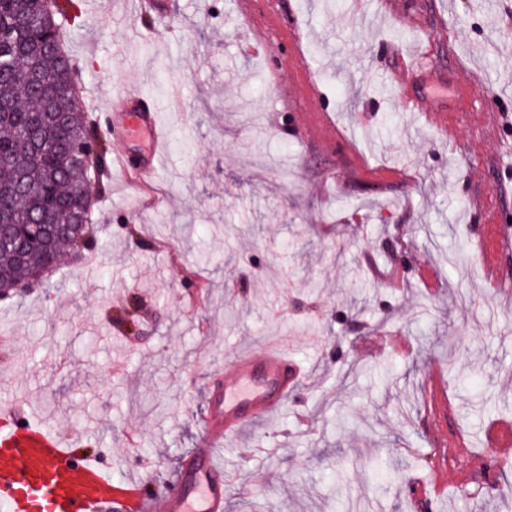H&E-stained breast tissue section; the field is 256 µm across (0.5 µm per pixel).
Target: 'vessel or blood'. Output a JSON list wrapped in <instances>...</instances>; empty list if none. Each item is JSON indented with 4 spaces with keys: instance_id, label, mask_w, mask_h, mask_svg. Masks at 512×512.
<instances>
[{
    "instance_id": "b4317fda",
    "label": "vessel or blood",
    "mask_w": 512,
    "mask_h": 512,
    "mask_svg": "<svg viewBox=\"0 0 512 512\" xmlns=\"http://www.w3.org/2000/svg\"><path fill=\"white\" fill-rule=\"evenodd\" d=\"M392 83L407 111H419L407 71ZM112 121L110 138L127 142L129 134L150 138L143 179L159 167L163 145L160 108L134 85L112 94L105 105ZM483 243L490 253L512 243V226L488 216ZM301 381L300 369L286 340L274 341L256 353L235 354L232 365L215 379L206 395L202 441L190 449L175 481L162 492L149 481L127 482V497L115 494V479L96 459L78 455L67 438L41 421H19L22 399L0 408V506L5 512H224V468L215 461L218 447L235 439L249 424L280 410Z\"/></svg>"
}]
</instances>
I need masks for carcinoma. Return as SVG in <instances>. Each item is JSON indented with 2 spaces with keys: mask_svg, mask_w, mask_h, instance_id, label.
Wrapping results in <instances>:
<instances>
[{
  "mask_svg": "<svg viewBox=\"0 0 512 512\" xmlns=\"http://www.w3.org/2000/svg\"><path fill=\"white\" fill-rule=\"evenodd\" d=\"M0 24L23 30V41L5 56L0 72V220L19 224L47 210L76 211L84 179L66 148L85 142L90 128L79 98L69 94L75 63L62 49L33 59L27 54L29 44L47 29L57 32L63 46L61 24L37 0H0ZM22 179L39 191L23 192ZM69 246L68 237L54 236L19 263L14 247L0 245V283L43 274Z\"/></svg>",
  "mask_w": 512,
  "mask_h": 512,
  "instance_id": "obj_1",
  "label": "carcinoma"
}]
</instances>
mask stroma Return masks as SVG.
Wrapping results in <instances>:
<instances>
[{"label":"stroma","instance_id":"obj_1","mask_svg":"<svg viewBox=\"0 0 512 512\" xmlns=\"http://www.w3.org/2000/svg\"><path fill=\"white\" fill-rule=\"evenodd\" d=\"M152 2L64 22L90 120L138 85L167 156L142 185L131 146L130 174L91 185L94 265L63 254L0 300V401L27 396L115 478L167 480L214 375L284 337L304 378L225 447L224 512H501L512 298L487 264L512 281V247L479 234L481 210L512 222V0ZM415 57L408 112L388 82Z\"/></svg>","mask_w":512,"mask_h":512}]
</instances>
